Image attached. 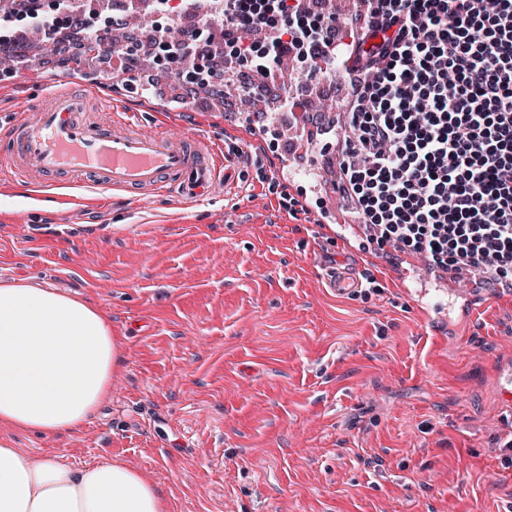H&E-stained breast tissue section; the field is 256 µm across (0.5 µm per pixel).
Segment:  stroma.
Instances as JSON below:
<instances>
[{"label": "stroma", "mask_w": 512, "mask_h": 512, "mask_svg": "<svg viewBox=\"0 0 512 512\" xmlns=\"http://www.w3.org/2000/svg\"><path fill=\"white\" fill-rule=\"evenodd\" d=\"M44 74L110 92L144 126L243 149L233 191L189 203L0 178V281L33 280L100 307L120 339L108 397L76 434L19 433L21 451L80 468L103 458L160 485L167 512H512V295L472 319L416 256L342 240L318 223L336 198L285 174L254 119L184 98L185 79L141 51ZM30 55L0 74V147L28 117ZM360 288L332 294L326 267ZM433 300L437 311L419 308Z\"/></svg>", "instance_id": "1"}]
</instances>
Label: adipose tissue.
<instances>
[{
    "instance_id": "ef3b65f1",
    "label": "adipose tissue",
    "mask_w": 512,
    "mask_h": 512,
    "mask_svg": "<svg viewBox=\"0 0 512 512\" xmlns=\"http://www.w3.org/2000/svg\"><path fill=\"white\" fill-rule=\"evenodd\" d=\"M120 344L100 308L34 283L0 284V512H167L119 460L74 468L13 434L81 430L109 393Z\"/></svg>"
}]
</instances>
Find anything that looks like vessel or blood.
Returning a JSON list of instances; mask_svg holds the SVG:
<instances>
[{"label": "vessel or blood", "instance_id": "obj_1", "mask_svg": "<svg viewBox=\"0 0 512 512\" xmlns=\"http://www.w3.org/2000/svg\"><path fill=\"white\" fill-rule=\"evenodd\" d=\"M98 100L95 91L76 98L55 89L26 101L32 117L10 127L0 175L25 182L66 172L79 180L92 178L102 191L133 189L188 202L209 198L221 187L228 164L221 154L188 135L142 129L131 112L113 113L104 124L91 122L85 110ZM323 278L330 288L346 293L360 286L342 269H325Z\"/></svg>", "mask_w": 512, "mask_h": 512}]
</instances>
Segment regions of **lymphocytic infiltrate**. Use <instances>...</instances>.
<instances>
[{"label": "lymphocytic infiltrate", "mask_w": 512, "mask_h": 512, "mask_svg": "<svg viewBox=\"0 0 512 512\" xmlns=\"http://www.w3.org/2000/svg\"><path fill=\"white\" fill-rule=\"evenodd\" d=\"M309 0H224L223 28L248 58L270 29L255 70L271 81L285 55L316 74L349 59L353 96L342 125L336 191L354 203L377 246L431 267H465L512 285V0H364L351 44L344 20L313 16Z\"/></svg>", "instance_id": "1"}]
</instances>
